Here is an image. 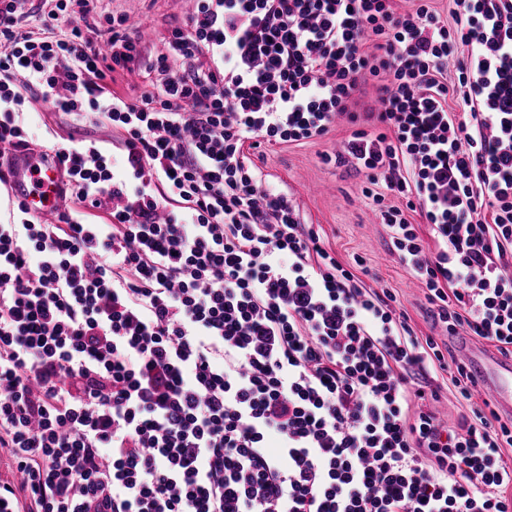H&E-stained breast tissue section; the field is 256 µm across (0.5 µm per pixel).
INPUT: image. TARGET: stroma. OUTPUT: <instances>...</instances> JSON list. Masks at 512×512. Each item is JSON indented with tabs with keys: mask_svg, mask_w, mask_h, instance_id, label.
Listing matches in <instances>:
<instances>
[{
	"mask_svg": "<svg viewBox=\"0 0 512 512\" xmlns=\"http://www.w3.org/2000/svg\"><path fill=\"white\" fill-rule=\"evenodd\" d=\"M93 17L104 21L113 14L138 18L146 55L164 52L170 26L181 25L192 9L191 0H94ZM36 144L45 145L69 137H89L112 144L114 158H121V132L108 126H93L77 114H67L42 101L26 103L21 116ZM351 133L341 124L327 136L299 143H284L267 151L258 164L268 183L290 193L302 223L313 225L336 259L347 269H367L364 281L376 290L388 291L400 301L417 336L434 337L445 358L456 356V337L433 325L428 312L427 290L392 254V230L375 215L372 199L362 190L364 174L353 163L336 164L334 155ZM432 385L447 390L448 397L437 416L457 422L470 407H484L488 398L482 388L472 390L471 399L455 397L448 373L429 371Z\"/></svg>",
	"mask_w": 512,
	"mask_h": 512,
	"instance_id": "35a3bbf8",
	"label": "stroma"
}]
</instances>
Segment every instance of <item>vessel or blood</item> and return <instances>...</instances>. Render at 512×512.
Returning a JSON list of instances; mask_svg holds the SVG:
<instances>
[{
	"label": "vessel or blood",
	"mask_w": 512,
	"mask_h": 512,
	"mask_svg": "<svg viewBox=\"0 0 512 512\" xmlns=\"http://www.w3.org/2000/svg\"><path fill=\"white\" fill-rule=\"evenodd\" d=\"M11 190L32 215L50 216L64 208L59 174L55 168L45 167L39 152L18 157ZM460 357L497 408L512 414V359L492 357L466 342L461 345Z\"/></svg>",
	"instance_id": "1"
}]
</instances>
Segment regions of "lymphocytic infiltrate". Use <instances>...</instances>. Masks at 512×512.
I'll return each instance as SVG.
<instances>
[{
    "mask_svg": "<svg viewBox=\"0 0 512 512\" xmlns=\"http://www.w3.org/2000/svg\"><path fill=\"white\" fill-rule=\"evenodd\" d=\"M91 2L44 0L41 35L0 0V157L31 99L123 135L46 149L56 223L0 222V512H512V427L436 417L422 378L467 399L464 364L249 156L351 125L434 324L512 355V0H196L138 99L108 80L141 40L118 14L98 43Z\"/></svg>",
    "mask_w": 512,
    "mask_h": 512,
    "instance_id": "obj_1",
    "label": "lymphocytic infiltrate"
}]
</instances>
